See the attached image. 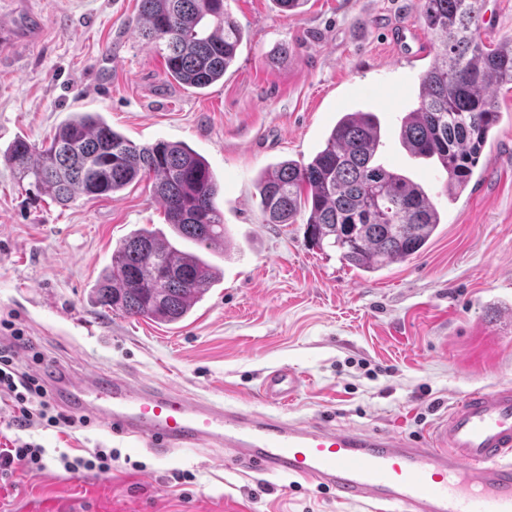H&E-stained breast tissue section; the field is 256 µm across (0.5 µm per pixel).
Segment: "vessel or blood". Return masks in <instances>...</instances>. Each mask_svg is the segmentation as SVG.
<instances>
[{
  "label": "vessel or blood",
  "mask_w": 512,
  "mask_h": 512,
  "mask_svg": "<svg viewBox=\"0 0 512 512\" xmlns=\"http://www.w3.org/2000/svg\"><path fill=\"white\" fill-rule=\"evenodd\" d=\"M61 394L113 434L145 439L157 454L207 444L234 469L286 475L332 490L366 512H512V385L467 393L430 434L404 439L377 430L296 421L143 387L120 374L59 372ZM298 390L280 369L264 381L272 401Z\"/></svg>",
  "instance_id": "obj_1"
}]
</instances>
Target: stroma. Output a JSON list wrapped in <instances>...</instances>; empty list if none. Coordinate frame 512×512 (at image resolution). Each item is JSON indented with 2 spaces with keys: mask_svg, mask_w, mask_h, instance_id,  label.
<instances>
[{
  "mask_svg": "<svg viewBox=\"0 0 512 512\" xmlns=\"http://www.w3.org/2000/svg\"><path fill=\"white\" fill-rule=\"evenodd\" d=\"M245 38L223 81L168 82L162 58L135 30L139 0H0L16 41L0 46V320L42 352L31 372H118L215 402L244 401L300 421L410 439L470 389L512 383V85L496 88L500 122L468 188L449 198L435 163L398 138L433 54L412 57L385 33H424L418 0H308L284 14L273 0H227ZM42 20L34 42L22 34ZM482 38H512V0H485ZM286 56H279L280 48ZM375 112L377 159L420 183L441 214L426 249L375 273L313 247L303 222L265 223L254 181L271 164L310 161L340 113ZM73 112H98L139 145L182 142L219 185L227 244L222 278L185 321L164 325L104 312L91 288L132 230L161 228L147 183L59 205L18 184L3 157L22 136L47 140ZM294 370L297 395L276 406L260 384ZM42 445L45 466L0 472V512H364L295 478L244 475L224 451L158 455L97 424L61 434L18 430L0 410V448ZM101 448L105 474L70 473L61 454Z\"/></svg>",
  "mask_w": 512,
  "mask_h": 512,
  "instance_id": "stroma-1",
  "label": "stroma"
}]
</instances>
